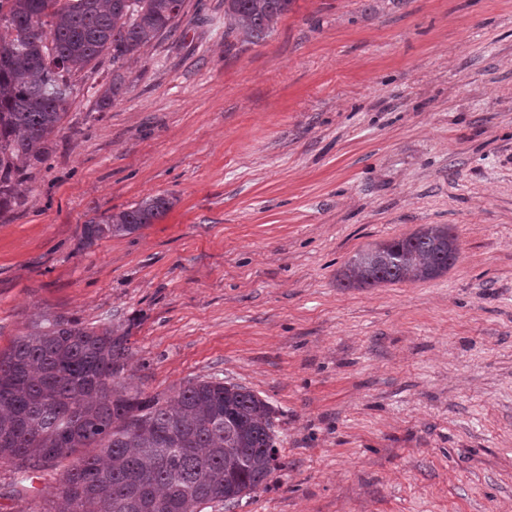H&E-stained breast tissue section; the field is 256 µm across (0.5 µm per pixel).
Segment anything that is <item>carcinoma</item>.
<instances>
[{
  "mask_svg": "<svg viewBox=\"0 0 512 512\" xmlns=\"http://www.w3.org/2000/svg\"><path fill=\"white\" fill-rule=\"evenodd\" d=\"M293 0H224V34L267 37ZM184 0H0V214L45 159L71 74L112 63L173 31ZM173 205L164 196L83 227L92 245L130 235ZM460 252L446 224L355 253L342 288L436 279ZM128 329L46 317L0 352V461L22 473L70 464L54 512H204L242 499L279 468L274 409L252 390L202 379L168 398L125 381Z\"/></svg>",
  "mask_w": 512,
  "mask_h": 512,
  "instance_id": "1",
  "label": "carcinoma"
}]
</instances>
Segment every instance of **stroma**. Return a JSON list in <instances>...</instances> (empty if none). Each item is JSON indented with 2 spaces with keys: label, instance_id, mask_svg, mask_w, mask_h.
Wrapping results in <instances>:
<instances>
[{
  "label": "stroma",
  "instance_id": "1",
  "mask_svg": "<svg viewBox=\"0 0 512 512\" xmlns=\"http://www.w3.org/2000/svg\"><path fill=\"white\" fill-rule=\"evenodd\" d=\"M71 81L0 216V351L45 315L121 324L145 394L266 399L282 467L221 512H512V0H294L257 43L185 0ZM157 195L154 223L85 245ZM423 224L457 234L448 274L338 287ZM173 201L164 196H148L129 209L115 212L101 221L84 224L83 239L88 245L107 236L130 235L164 214Z\"/></svg>",
  "mask_w": 512,
  "mask_h": 512
}]
</instances>
